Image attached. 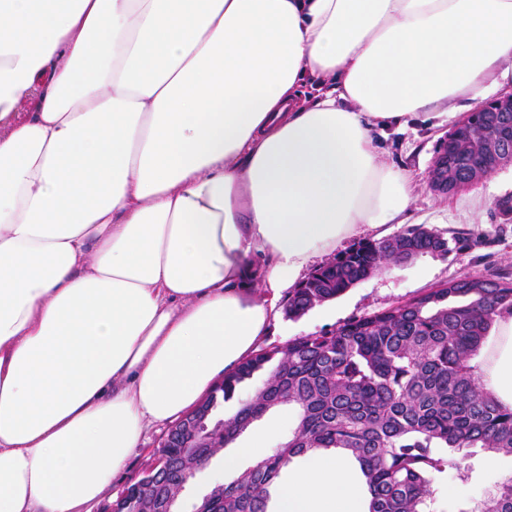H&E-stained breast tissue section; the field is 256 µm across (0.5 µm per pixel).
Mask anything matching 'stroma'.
I'll return each instance as SVG.
<instances>
[{"instance_id":"35a3bbf8","label":"stroma","mask_w":512,"mask_h":512,"mask_svg":"<svg viewBox=\"0 0 512 512\" xmlns=\"http://www.w3.org/2000/svg\"><path fill=\"white\" fill-rule=\"evenodd\" d=\"M446 135L443 129L408 128L388 132L381 146L384 160L405 169L413 178L409 224L422 223L445 237L457 238L456 248L445 257L423 255L394 270L374 275L299 318H290L284 310H277L267 335L259 341L260 346L282 345L309 333L334 331L347 321L402 304L454 279L491 271L512 275V164L455 194L435 192L429 175ZM473 193L491 197L493 203L469 224L462 218L459 206ZM167 430L164 424L146 427L143 442L127 470L114 478L110 488L90 504L89 512H108L109 505L125 485L147 467ZM498 463V470L492 471L486 467L483 455L475 456L469 481L473 494L466 502L449 499L448 487L454 478L445 473L439 475L434 482L433 512H460L465 504L485 503L487 490L512 475L511 457H499Z\"/></svg>"}]
</instances>
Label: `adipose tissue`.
<instances>
[{"mask_svg":"<svg viewBox=\"0 0 512 512\" xmlns=\"http://www.w3.org/2000/svg\"><path fill=\"white\" fill-rule=\"evenodd\" d=\"M509 91L512 0H0V512H86L315 259L406 222L378 134ZM477 362L512 410V314ZM277 500L369 493L329 449Z\"/></svg>","mask_w":512,"mask_h":512,"instance_id":"adipose-tissue-1","label":"adipose tissue"}]
</instances>
